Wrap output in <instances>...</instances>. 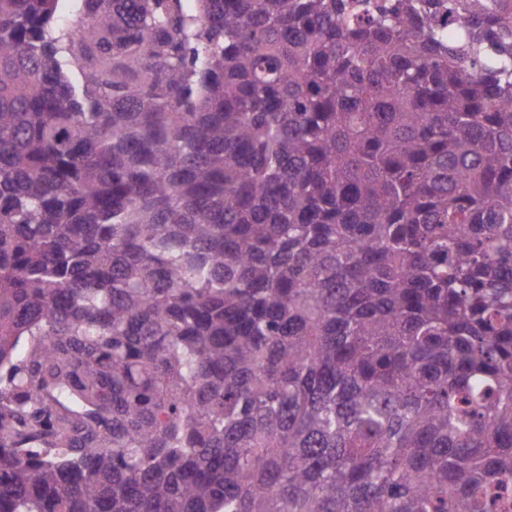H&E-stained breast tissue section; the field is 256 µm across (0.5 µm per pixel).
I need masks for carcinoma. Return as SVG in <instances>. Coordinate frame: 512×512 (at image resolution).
<instances>
[{"label": "carcinoma", "mask_w": 512, "mask_h": 512, "mask_svg": "<svg viewBox=\"0 0 512 512\" xmlns=\"http://www.w3.org/2000/svg\"><path fill=\"white\" fill-rule=\"evenodd\" d=\"M0 0V512H501L512 0Z\"/></svg>", "instance_id": "cac0c4a2"}]
</instances>
